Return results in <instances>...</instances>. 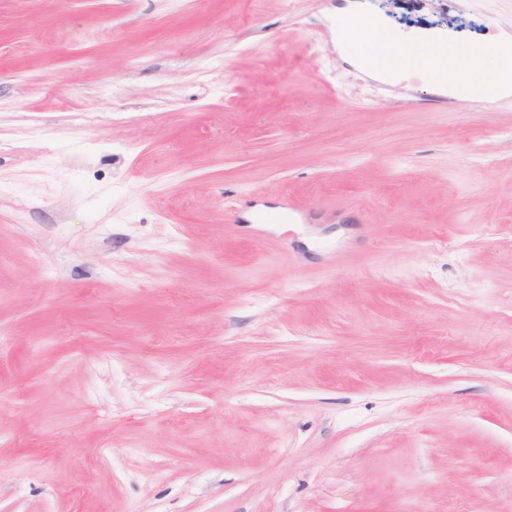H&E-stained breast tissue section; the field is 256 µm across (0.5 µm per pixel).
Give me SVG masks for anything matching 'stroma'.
I'll list each match as a JSON object with an SVG mask.
<instances>
[{
  "mask_svg": "<svg viewBox=\"0 0 512 512\" xmlns=\"http://www.w3.org/2000/svg\"><path fill=\"white\" fill-rule=\"evenodd\" d=\"M344 3L0 0V512H512V95ZM373 23H375L374 19L368 15H359L356 18H351L350 20H348L345 23L346 30L348 31V33L352 39L351 42L347 43V46L350 51H352L354 53L358 52V47L354 42V38L352 37L354 24L357 26L362 25V27H365V26L372 25ZM384 37H385L384 28L377 23H376L375 28H372V27L361 28L356 33V38H357L358 42L362 46L369 48V49L374 48L375 45H377V43L380 40L384 39ZM416 54L409 59L397 54H385L373 51L372 63L376 71L383 75H391L406 68L421 69L425 73L427 82L433 91L440 90L441 84H445L449 76L448 66L435 67V59L455 54L445 35H433L424 37L416 46Z\"/></svg>",
  "mask_w": 512,
  "mask_h": 512,
  "instance_id": "1",
  "label": "stroma"
}]
</instances>
